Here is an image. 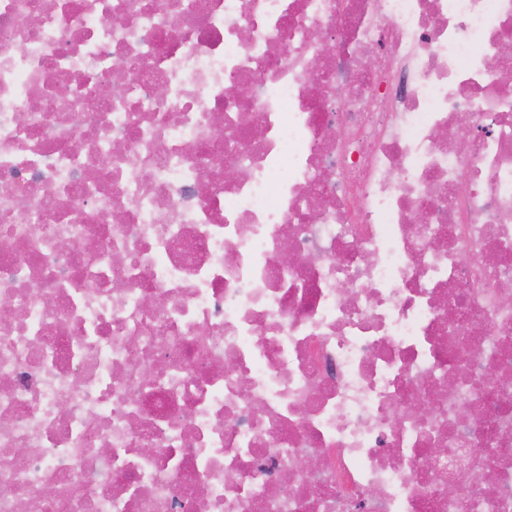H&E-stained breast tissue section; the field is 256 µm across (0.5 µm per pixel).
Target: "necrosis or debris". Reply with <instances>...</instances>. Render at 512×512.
I'll list each match as a JSON object with an SVG mask.
<instances>
[{
    "instance_id": "necrosis-or-debris-1",
    "label": "necrosis or debris",
    "mask_w": 512,
    "mask_h": 512,
    "mask_svg": "<svg viewBox=\"0 0 512 512\" xmlns=\"http://www.w3.org/2000/svg\"><path fill=\"white\" fill-rule=\"evenodd\" d=\"M509 284L512 0H0V512H512Z\"/></svg>"
}]
</instances>
